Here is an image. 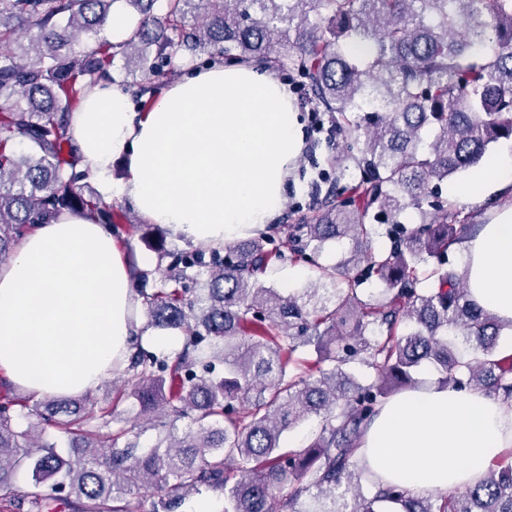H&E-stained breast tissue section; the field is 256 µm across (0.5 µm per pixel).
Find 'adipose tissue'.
<instances>
[{
    "instance_id": "obj_1",
    "label": "adipose tissue",
    "mask_w": 512,
    "mask_h": 512,
    "mask_svg": "<svg viewBox=\"0 0 512 512\" xmlns=\"http://www.w3.org/2000/svg\"><path fill=\"white\" fill-rule=\"evenodd\" d=\"M82 167L105 200L128 201L148 222L212 248L277 218L305 137L287 87L264 65L216 64L163 87L138 112L118 85L97 88L73 112ZM127 162L113 183L112 163ZM512 188V158L487 156L451 196ZM471 297L512 322V206L456 246ZM126 248L95 218L58 214L0 266V373L21 393L73 396L123 367L134 339L169 352L132 288ZM512 449V407L431 379L390 398L357 441L375 480L420 488L478 482Z\"/></svg>"
}]
</instances>
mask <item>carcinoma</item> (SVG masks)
I'll list each match as a JSON object with an SVG mask.
<instances>
[{
    "instance_id": "carcinoma-1",
    "label": "carcinoma",
    "mask_w": 512,
    "mask_h": 512,
    "mask_svg": "<svg viewBox=\"0 0 512 512\" xmlns=\"http://www.w3.org/2000/svg\"><path fill=\"white\" fill-rule=\"evenodd\" d=\"M121 5L138 12L126 38L80 55L61 49L97 34ZM156 46L155 55L144 54ZM206 56L296 72L310 100L345 134L351 184L333 187L288 232L292 259L318 281L288 294L260 282L272 260L265 233L227 254L171 253L161 287L135 277L147 326L179 330L174 357L137 344L118 372L160 436L116 426L112 405L58 396L22 423L20 400L0 392V493L28 464L35 491L5 512H145L131 489L161 492L150 512H179L201 488L224 512H512V465L440 499L401 485H367L356 441L413 372L435 365L441 382L512 403V332L472 298L448 252L478 228L441 186L512 139V0H0V262L20 238L69 212L112 222V205L79 179L69 135L75 105L117 83L133 63L153 106L152 83ZM22 140L23 153L13 148ZM385 224L388 245L363 244ZM357 242L351 259L320 263L324 245ZM376 277L383 298L364 299ZM314 349L315 364L299 357ZM370 370L358 378L357 365ZM319 418L313 440L282 449L288 428ZM68 436L67 454L44 439ZM50 483L49 492L40 491Z\"/></svg>"
}]
</instances>
